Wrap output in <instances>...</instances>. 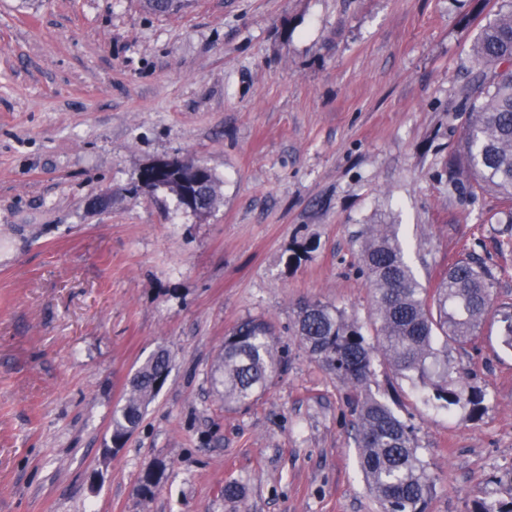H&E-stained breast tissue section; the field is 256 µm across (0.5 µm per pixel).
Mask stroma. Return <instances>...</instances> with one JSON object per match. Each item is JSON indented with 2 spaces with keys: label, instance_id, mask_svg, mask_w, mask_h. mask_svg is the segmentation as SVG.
I'll list each match as a JSON object with an SVG mask.
<instances>
[{
  "label": "stroma",
  "instance_id": "1",
  "mask_svg": "<svg viewBox=\"0 0 512 512\" xmlns=\"http://www.w3.org/2000/svg\"><path fill=\"white\" fill-rule=\"evenodd\" d=\"M500 6L183 0L159 16L144 0H0V512H376L354 394L292 330L312 299L374 336L366 224L397 225L428 288L462 256L484 262L493 311L448 352L481 414L380 355L370 390L414 430L428 512L512 498V223L448 182L471 47ZM173 156L213 171L214 209L139 187ZM107 189L111 207L91 208ZM249 317L272 323L282 365L228 408L212 376ZM161 348L166 384L103 458L128 380ZM156 461L145 503L132 489Z\"/></svg>",
  "mask_w": 512,
  "mask_h": 512
}]
</instances>
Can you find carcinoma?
Segmentation results:
<instances>
[{
    "label": "carcinoma",
    "instance_id": "obj_1",
    "mask_svg": "<svg viewBox=\"0 0 512 512\" xmlns=\"http://www.w3.org/2000/svg\"><path fill=\"white\" fill-rule=\"evenodd\" d=\"M472 56L477 71L461 103L469 123L450 163L451 183L472 197L497 195L512 223V0H504L480 30ZM204 177L198 193L202 207L211 210L217 204L216 178L209 169ZM355 243L360 270L373 287L375 341L339 309L311 300L296 310L294 335L327 373L356 392L359 469L379 512H426L435 479L410 426L370 392L373 355L381 353L402 376L419 377L436 399L480 409L485 395L466 390L461 377L453 376L448 349L464 350L478 338L492 309L490 275L469 255L449 265L430 290L416 278L393 225L366 224ZM272 336L270 323L248 318L224 338L221 372L214 378L224 405H249L266 391L281 365ZM169 372V353L161 350L130 379L124 404L112 415L113 445L123 447L139 427ZM161 475L158 465L140 475V500L154 497ZM471 512H512V501L479 500Z\"/></svg>",
    "mask_w": 512,
    "mask_h": 512
}]
</instances>
